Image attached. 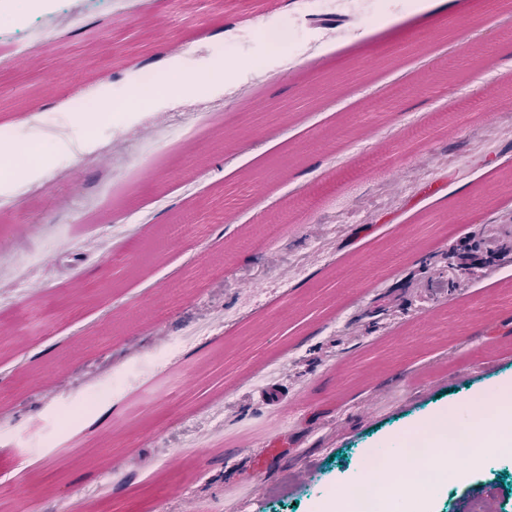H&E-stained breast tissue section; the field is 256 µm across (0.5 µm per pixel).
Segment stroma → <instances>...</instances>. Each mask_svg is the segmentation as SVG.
Segmentation results:
<instances>
[{"label": "stroma", "instance_id": "stroma-1", "mask_svg": "<svg viewBox=\"0 0 512 512\" xmlns=\"http://www.w3.org/2000/svg\"><path fill=\"white\" fill-rule=\"evenodd\" d=\"M282 2L137 0L120 19L104 4L20 57L14 7H0V126L18 139L65 127L105 140L122 112L97 113L87 130L69 123L73 101L120 100L140 73H206L228 48L264 73L240 94L211 86L182 100L178 111L198 115L195 140L174 126L156 141L154 112L125 124L143 157L83 159L60 182L65 157L50 150L43 192L0 186V244L24 226L41 255L0 305V476L27 461L22 512H318L433 411L512 385V303L499 299L512 261H477L456 278L457 254L477 240L512 248L501 188L512 138L473 142L512 109V55L489 51L512 15L450 0L437 18L417 8L284 68L264 34L297 17L300 0ZM452 102L451 124L402 141L404 126ZM371 151L399 165L391 202L361 166ZM219 311L195 352L174 346ZM212 354L236 362L223 393L184 399L187 368ZM265 363L276 367L267 382H238ZM114 375L111 399L85 405L94 381ZM150 399L151 417L132 415ZM219 432L223 447L174 457L177 439ZM273 433L286 443L275 456ZM464 473L428 490L420 512H471L478 500L512 512V455ZM102 481L109 499L92 498Z\"/></svg>", "mask_w": 512, "mask_h": 512}]
</instances>
